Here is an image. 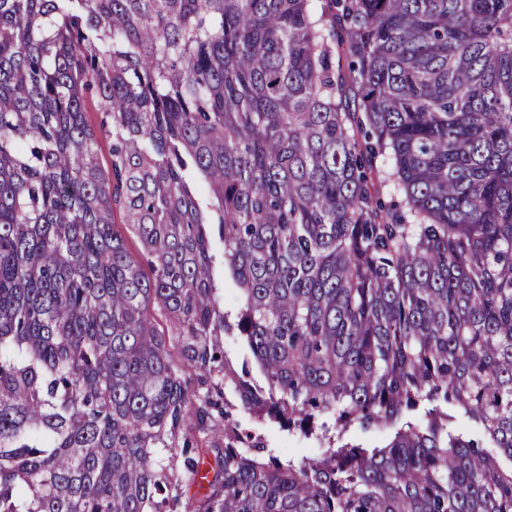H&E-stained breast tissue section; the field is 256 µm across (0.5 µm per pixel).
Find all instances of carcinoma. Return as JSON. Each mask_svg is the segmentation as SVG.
Segmentation results:
<instances>
[{"mask_svg": "<svg viewBox=\"0 0 512 512\" xmlns=\"http://www.w3.org/2000/svg\"><path fill=\"white\" fill-rule=\"evenodd\" d=\"M311 2L0 0V512H512V0ZM213 251L217 258L216 277L224 283V246L218 237L213 240ZM224 288L220 291L221 301L226 309H234L236 306V292L230 285V280L225 277ZM241 420L243 425L265 434L271 447L280 448L284 453L290 454L298 460L315 458L320 454V448L312 447L314 445L296 436H288L287 433L280 432L277 428L259 426L257 421L248 414H241Z\"/></svg>", "mask_w": 512, "mask_h": 512, "instance_id": "obj_1", "label": "carcinoma"}]
</instances>
